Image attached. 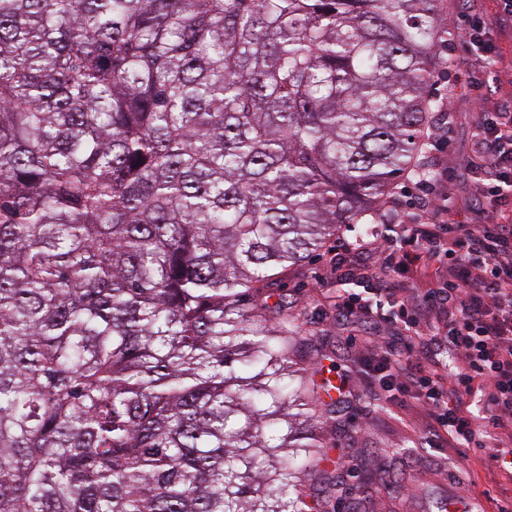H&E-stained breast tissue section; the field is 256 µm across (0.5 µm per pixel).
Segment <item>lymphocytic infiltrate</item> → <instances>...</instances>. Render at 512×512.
Returning <instances> with one entry per match:
<instances>
[{
	"label": "lymphocytic infiltrate",
	"mask_w": 512,
	"mask_h": 512,
	"mask_svg": "<svg viewBox=\"0 0 512 512\" xmlns=\"http://www.w3.org/2000/svg\"><path fill=\"white\" fill-rule=\"evenodd\" d=\"M509 19L512 0H497L496 18H476L456 32L469 57L464 86L471 94L495 79L498 26ZM473 140L470 175L484 222L469 228L430 212L425 222L411 225L398 249L384 254L379 269L365 270L376 289L337 296L334 309L337 320L369 324L383 307L397 309L401 335L383 343L366 337V349L412 399L429 447L490 449L487 476L512 478V109L482 111ZM432 268L445 282L428 290L429 311L399 299L391 275L410 272L423 278ZM433 312L448 319L436 343L446 347L450 360L413 361L414 340ZM476 390L484 398L482 419L468 404Z\"/></svg>",
	"instance_id": "f902f5d3"
}]
</instances>
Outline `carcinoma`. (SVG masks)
I'll use <instances>...</instances> for the list:
<instances>
[{
  "label": "carcinoma",
  "mask_w": 512,
  "mask_h": 512,
  "mask_svg": "<svg viewBox=\"0 0 512 512\" xmlns=\"http://www.w3.org/2000/svg\"><path fill=\"white\" fill-rule=\"evenodd\" d=\"M442 0H0V512H315L267 302L427 176Z\"/></svg>",
  "instance_id": "carcinoma-1"
}]
</instances>
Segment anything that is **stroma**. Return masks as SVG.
<instances>
[{"label":"stroma","mask_w":512,"mask_h":512,"mask_svg":"<svg viewBox=\"0 0 512 512\" xmlns=\"http://www.w3.org/2000/svg\"><path fill=\"white\" fill-rule=\"evenodd\" d=\"M442 56L455 59L452 68L439 69L432 95L443 103L435 127L444 131L441 142L428 153L434 173L421 180L399 179L393 187V208L398 220L421 215L429 205L450 211L461 224L483 221L481 207L467 175L473 158V132L480 114L460 79L468 58L462 48L449 45ZM330 247L313 254L301 266L289 271L278 290L296 304L303 320L318 333L314 346L302 347L300 354L311 370H330L335 383L349 381L353 394L335 413L324 415L326 458H342L351 470L343 488L330 489L315 470L304 476L311 491L319 496L321 512H433L438 499L456 497L463 502L499 500L512 504L499 487L484 478L485 448H454L440 454L428 448L417 409L398 402H386L373 389L372 371L358 359L365 349L364 326L337 322L331 309L320 306L319 298L335 293L336 274L326 263ZM413 460L416 475L399 473L401 459Z\"/></svg>","instance_id":"obj_1"}]
</instances>
